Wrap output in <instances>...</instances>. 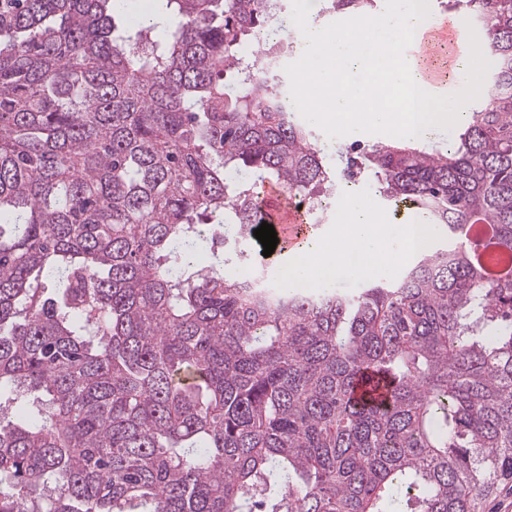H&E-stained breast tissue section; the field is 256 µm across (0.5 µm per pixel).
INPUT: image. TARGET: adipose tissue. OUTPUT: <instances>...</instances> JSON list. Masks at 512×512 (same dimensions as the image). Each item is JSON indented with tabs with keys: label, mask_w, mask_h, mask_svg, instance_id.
<instances>
[{
	"label": "adipose tissue",
	"mask_w": 512,
	"mask_h": 512,
	"mask_svg": "<svg viewBox=\"0 0 512 512\" xmlns=\"http://www.w3.org/2000/svg\"><path fill=\"white\" fill-rule=\"evenodd\" d=\"M344 221L324 238L303 244L299 255L283 271L286 287H334L339 275L364 277L374 268L394 270L406 265L416 252L414 224L389 232L365 201H347Z\"/></svg>",
	"instance_id": "adipose-tissue-1"
}]
</instances>
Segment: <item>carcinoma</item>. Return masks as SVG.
Returning a JSON list of instances; mask_svg holds the SVG:
<instances>
[{
  "mask_svg": "<svg viewBox=\"0 0 512 512\" xmlns=\"http://www.w3.org/2000/svg\"><path fill=\"white\" fill-rule=\"evenodd\" d=\"M124 2L0 14V512H477L512 478V0L444 2L491 58L456 142L360 153L448 243L353 296L225 269L263 222L230 172L349 165L240 68L266 0H156L163 38Z\"/></svg>",
  "mask_w": 512,
  "mask_h": 512,
  "instance_id": "obj_1",
  "label": "carcinoma"
}]
</instances>
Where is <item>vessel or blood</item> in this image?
Wrapping results in <instances>:
<instances>
[{
  "label": "vessel or blood",
  "mask_w": 512,
  "mask_h": 512,
  "mask_svg": "<svg viewBox=\"0 0 512 512\" xmlns=\"http://www.w3.org/2000/svg\"><path fill=\"white\" fill-rule=\"evenodd\" d=\"M484 32L479 22H467L453 17H441L427 24L424 32L414 36L408 51L417 57L424 67V73L431 83H439L441 74L433 69L432 63L447 42H455L463 49H470L471 38H483ZM281 192L278 188L266 187L263 197L267 202L266 219L274 224L280 245L292 252L299 248L301 238L308 227L305 214L295 205H280L276 199Z\"/></svg>",
  "instance_id": "vessel-or-blood-1"
}]
</instances>
